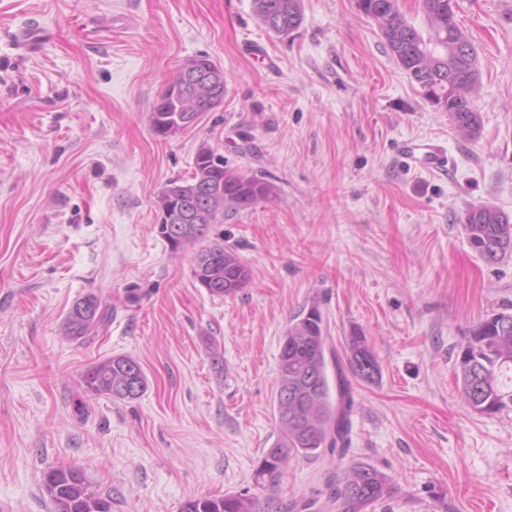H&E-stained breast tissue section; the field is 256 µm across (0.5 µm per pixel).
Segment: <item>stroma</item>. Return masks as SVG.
Segmentation results:
<instances>
[{
  "label": "stroma",
  "instance_id": "35a3bbf8",
  "mask_svg": "<svg viewBox=\"0 0 512 512\" xmlns=\"http://www.w3.org/2000/svg\"><path fill=\"white\" fill-rule=\"evenodd\" d=\"M301 6L278 35L252 0H0V512H56L43 475L70 465L112 512L243 491L263 512H336L328 483L352 461L390 478L371 512H512V411L474 413L455 369L473 325L512 301V258L484 262L460 223L483 203L512 215V0H455L482 70L474 138L357 0ZM200 54L224 70L223 101L158 136L153 106ZM410 139L443 144L449 169L406 166ZM204 146L277 187L214 227L251 271L224 298L194 278L197 245L171 250L158 230L159 193ZM89 293L112 315L69 339ZM314 304L329 347L363 332L381 375L350 381L345 458L294 457L261 487L281 345ZM115 354L145 372L139 399L84 391Z\"/></svg>",
  "mask_w": 512,
  "mask_h": 512
}]
</instances>
